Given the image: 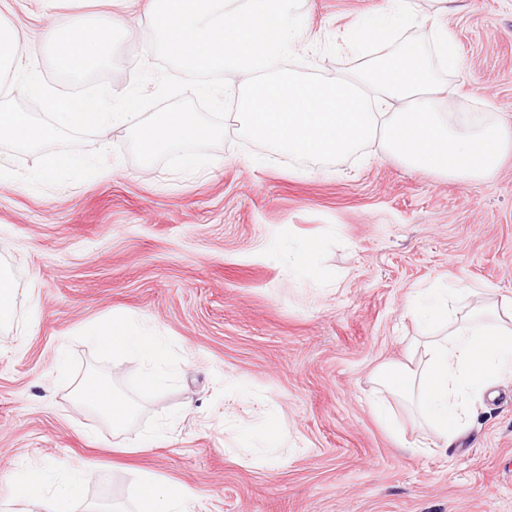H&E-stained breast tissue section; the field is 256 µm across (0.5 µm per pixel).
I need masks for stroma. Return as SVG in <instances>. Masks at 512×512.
<instances>
[{
  "mask_svg": "<svg viewBox=\"0 0 512 512\" xmlns=\"http://www.w3.org/2000/svg\"><path fill=\"white\" fill-rule=\"evenodd\" d=\"M0 3L42 77L45 28L111 14L127 25L111 92L156 65L145 0ZM460 3L412 32L455 40L464 65L442 89L460 117L512 124V0ZM389 8L301 0L303 69L353 74L348 34ZM129 135L110 125L83 143L105 149L106 176L0 182V272L18 288L0 326V512H27L29 472L58 484L75 468L90 478L67 512H134L147 473L186 487L190 512H512V374L449 447L376 381L422 333L408 312L418 291L466 282L491 303L512 297V153L466 185L409 170L375 140L361 159L295 167L230 126L211 164L179 173L135 162ZM305 245L312 270L286 274ZM115 316L166 342L165 390L143 385L141 358L101 352L89 327ZM90 374L136 402L122 429L79 401Z\"/></svg>",
  "mask_w": 512,
  "mask_h": 512,
  "instance_id": "1",
  "label": "stroma"
}]
</instances>
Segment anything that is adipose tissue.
Wrapping results in <instances>:
<instances>
[{"instance_id":"ef3b65f1","label":"adipose tissue","mask_w":512,"mask_h":512,"mask_svg":"<svg viewBox=\"0 0 512 512\" xmlns=\"http://www.w3.org/2000/svg\"><path fill=\"white\" fill-rule=\"evenodd\" d=\"M410 313L428 326L445 325L449 331L422 337L412 345L406 363L382 369L378 382L394 396L413 402L420 415L444 440H452L471 413L475 398L483 396L494 378L512 369V300L493 310L448 307L447 289H427L410 303ZM93 334L99 347L115 355L135 354L154 364L143 377L146 387L163 389L166 375L159 366L166 350L158 337L135 332L130 321L115 319ZM82 404L105 416L113 425L130 417L131 402L100 378H84L78 385ZM86 479L76 471L54 494L45 491L44 474H36L22 486L21 493L35 512H65L81 494ZM137 512H189L188 494L181 485L147 475L141 480Z\"/></svg>"}]
</instances>
